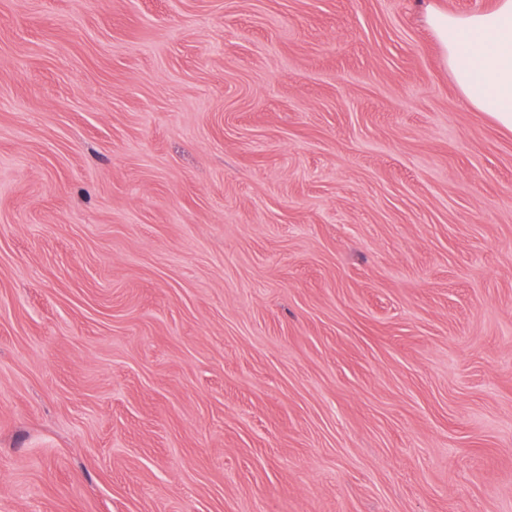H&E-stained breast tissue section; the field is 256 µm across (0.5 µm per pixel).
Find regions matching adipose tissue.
Here are the masks:
<instances>
[{
  "mask_svg": "<svg viewBox=\"0 0 512 512\" xmlns=\"http://www.w3.org/2000/svg\"><path fill=\"white\" fill-rule=\"evenodd\" d=\"M426 21L465 102L512 130V0L467 16L431 11Z\"/></svg>",
  "mask_w": 512,
  "mask_h": 512,
  "instance_id": "adipose-tissue-1",
  "label": "adipose tissue"
}]
</instances>
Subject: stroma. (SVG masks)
I'll use <instances>...</instances> for the list:
<instances>
[{"mask_svg": "<svg viewBox=\"0 0 512 512\" xmlns=\"http://www.w3.org/2000/svg\"><path fill=\"white\" fill-rule=\"evenodd\" d=\"M496 2L0 0V512H512ZM465 102L512 130V1L468 16L429 11Z\"/></svg>", "mask_w": 512, "mask_h": 512, "instance_id": "obj_1", "label": "stroma"}]
</instances>
